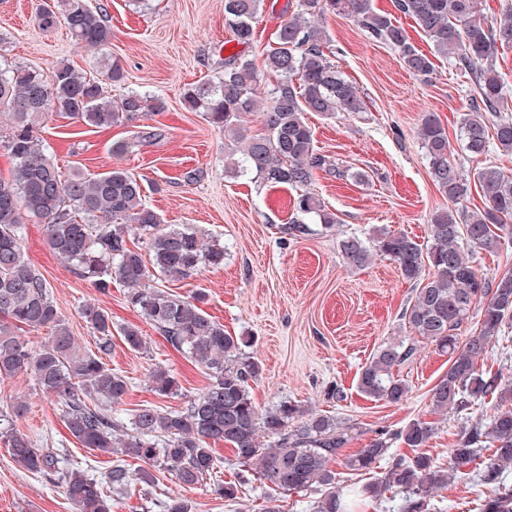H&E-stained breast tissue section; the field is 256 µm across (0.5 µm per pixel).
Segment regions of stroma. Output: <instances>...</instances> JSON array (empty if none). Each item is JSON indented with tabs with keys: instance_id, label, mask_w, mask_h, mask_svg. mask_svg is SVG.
<instances>
[{
	"instance_id": "obj_1",
	"label": "stroma",
	"mask_w": 512,
	"mask_h": 512,
	"mask_svg": "<svg viewBox=\"0 0 512 512\" xmlns=\"http://www.w3.org/2000/svg\"><path fill=\"white\" fill-rule=\"evenodd\" d=\"M91 2L106 9L112 27L110 43L98 52L75 45L64 25L39 27L34 19L37 0H0V34L8 38L9 60L48 74L65 59L96 77L98 58L105 55L118 60L126 76L124 87L108 86L110 95L125 87L149 91L165 97L167 109L142 118L154 138L123 156L113 154L112 146L129 139L133 127L103 130L49 115L40 124V134L59 166L90 174L124 168L144 179L148 205L167 223L193 225L205 237L224 243L222 267L202 268L192 279L170 280L166 286L185 296L204 291L205 311L227 333L248 338L246 352L262 367L250 387L258 407L288 400L354 425L356 433L342 450L346 456L380 435L393 436L387 458L374 469L378 478L388 470L390 458L408 453L396 432L415 419L432 421L437 430L426 452L448 463L461 426L487 422L494 405L478 402L460 415L433 412L430 390L449 362L447 354L422 339L413 359L398 371L409 386L401 403L371 399L359 391V374L378 347L410 336L402 313L414 285L381 256L362 268L348 267L339 244L352 235L369 239L379 229L427 242L430 217L447 207L448 200L431 177L418 127L424 113H436L448 134L450 161L466 172L474 168L459 133L468 102L467 77L434 55L413 19L396 12L394 0H373V7L394 15L412 44L432 56L431 76L409 73L396 51L366 37L353 18L326 17L322 25L331 58L358 88L367 109L356 115L308 113L315 149L327 162L317 170L313 188L339 222L331 232L294 239L280 231L293 217V189L226 172L223 131L181 103L184 88L212 78L225 58L240 50L224 22V0H148L144 6L134 0ZM190 172L195 175L191 181L186 178ZM25 248L83 349L95 347L94 333L82 315L84 306H98L111 318L112 352L106 362L130 382L118 406L121 416L143 405L183 407L207 386L205 370L169 345L131 307L122 283L113 282L102 293L78 278L49 248L42 225L32 220L25 226ZM128 325L141 329L147 350L133 352L125 346L121 330ZM159 366L177 378L178 395L164 398L150 390L149 373ZM19 400L27 411L15 427L36 447L59 449L61 465L100 477L111 469L113 454L81 447L65 428L55 401L41 393L32 376L0 378V411ZM214 454L216 479L248 478L235 501L217 498L215 480L183 487L171 475L158 473L153 482L133 481L113 496L112 512H163L162 504L171 496L186 499L191 512H267L271 507L276 512H312L316 492L272 491L250 468L239 466L224 443L216 444ZM365 482L362 476L341 475L340 487L354 499L352 512H403L404 492L392 488L377 498L357 496ZM487 491L470 464L460 467L447 488L432 494L431 504L434 512H476L477 496ZM0 512L74 510L61 484L19 467L0 444Z\"/></svg>"
}]
</instances>
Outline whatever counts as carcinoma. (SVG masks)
Returning a JSON list of instances; mask_svg holds the SVG:
<instances>
[{
	"label": "carcinoma",
	"mask_w": 512,
	"mask_h": 512,
	"mask_svg": "<svg viewBox=\"0 0 512 512\" xmlns=\"http://www.w3.org/2000/svg\"><path fill=\"white\" fill-rule=\"evenodd\" d=\"M263 0H224V20L232 40L249 46ZM395 8L411 17L434 52L454 60L468 73L474 93L460 115V132L471 158L485 156L490 144L512 151V118L501 115L503 85L494 65L498 47L512 44V13L494 25L476 17V0H396ZM290 16L276 32L274 46L261 66L242 54L224 59V70L183 91L186 110L200 112L224 130L230 142L225 170L250 173L265 184L301 190L293 201L296 220L283 233L301 238L311 232L307 220L330 231L336 214L311 191L315 170L325 159L315 153L314 132L306 113L355 114L364 109L357 88L324 52L326 32L320 19L329 13L354 18L367 37L392 49L404 68L427 77L433 61L410 42L405 29L390 14L378 13L372 0H292ZM39 26L63 23L74 42L97 49L112 39V29L100 8L89 0H52L36 14ZM160 95L128 90L111 98L103 81L87 77L67 60L52 75L33 66L0 65V112L8 116L9 133L0 141L13 161L8 179L0 178V376L27 373L40 391L60 406L63 422L82 447L107 453L120 449L164 471L190 487L212 476L217 468L211 444L231 447L237 460L255 467L259 479L276 491L317 490L315 512H346L336 486L332 463L352 438L354 426L318 414L290 401L261 410L249 382L261 367L242 351L244 339L224 331L201 307L205 294L179 296L153 284L156 276L186 280L203 266L224 265V244L205 240L196 230L164 224L146 204L141 181L121 168L89 176L65 173L54 161L37 126L51 113L95 128L164 112ZM251 114L261 128L244 126ZM431 175L456 208L432 214L427 246L405 233L380 231L365 241L352 236L341 241L345 263L362 267L380 254L393 261L401 275L416 282L404 312L411 331L448 353L450 366L430 393L432 411L461 413L489 395L498 405L512 402V381L501 385L477 369L479 358L512 320V271L487 279L473 266L475 249H495L512 242V175L485 164L465 173L448 159V135L438 117L425 114L418 129ZM484 200L478 211L458 209L472 192ZM29 218L41 223L50 249L74 274L101 292L118 280L127 287V301L177 351L202 366L210 383L179 410L145 405L123 419L113 407L129 391V381L112 371L105 357L112 351V319L95 306L82 310L97 333L96 351L83 350L63 319L49 284L25 253L24 226ZM431 270L425 276L423 271ZM481 303L477 335L462 341L457 330L471 306ZM47 329L48 337L34 350L17 335ZM128 349L147 347L140 329H122ZM414 342L391 341L381 346L363 367L358 388L366 396L392 403L408 394L394 369L414 354ZM151 390L160 397L178 392L176 378L158 367L150 376ZM435 433L434 423L411 422L400 433L408 448H424ZM0 442L25 470L60 483L75 512H112L113 493L124 491L133 475L122 463L112 465L105 479L58 466V453L36 448L20 431L4 427ZM491 454L483 461L482 481L496 484L502 469L512 464V410H495L485 425L463 428L443 468L420 452L392 460L385 484L371 483L365 493L376 496L391 485L411 498L408 512L422 508L428 493L448 486L455 472L473 461L479 447ZM387 438L373 439L359 453L343 459L350 471H366L386 455ZM239 481H216V495L238 498ZM478 512H512V490H495L480 500Z\"/></svg>",
	"instance_id": "1"
}]
</instances>
